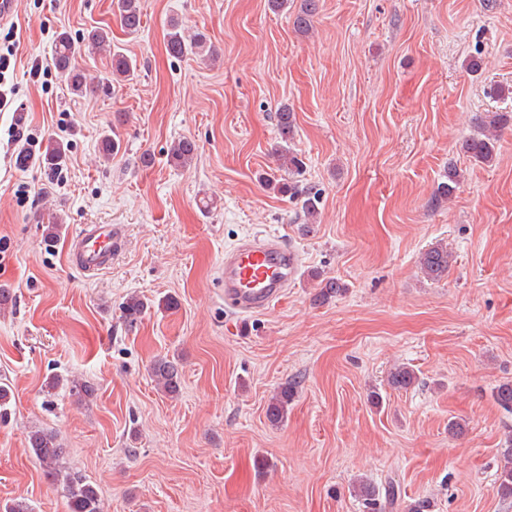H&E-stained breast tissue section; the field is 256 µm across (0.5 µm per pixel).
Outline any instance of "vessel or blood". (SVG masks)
<instances>
[{
    "label": "vessel or blood",
    "mask_w": 512,
    "mask_h": 512,
    "mask_svg": "<svg viewBox=\"0 0 512 512\" xmlns=\"http://www.w3.org/2000/svg\"><path fill=\"white\" fill-rule=\"evenodd\" d=\"M117 231L90 224L73 240L71 255L88 274L112 264ZM300 269L298 253L276 233L258 234L224 254V302L241 315L265 312L280 301Z\"/></svg>",
    "instance_id": "vessel-or-blood-1"
}]
</instances>
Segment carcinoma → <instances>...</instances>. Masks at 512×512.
<instances>
[{"label": "carcinoma", "mask_w": 512, "mask_h": 512, "mask_svg": "<svg viewBox=\"0 0 512 512\" xmlns=\"http://www.w3.org/2000/svg\"><path fill=\"white\" fill-rule=\"evenodd\" d=\"M120 25L129 34L140 31L142 10L140 0H115ZM318 9V0H303L301 12L295 17L296 28L306 33L312 28L313 17ZM87 46L92 51L109 56L112 76L117 81L132 78L135 65L132 60L118 50H112V37L104 28L90 30L83 40L77 42L66 32L58 35L53 51V62L59 72L68 80L73 94L80 96L85 93L87 84L84 72L78 69L75 58L81 47ZM165 48L174 58H182L188 54L202 55L207 50L204 35L198 33L188 39L176 23L169 25L166 33ZM277 128L280 139L286 143L292 138L295 128V116L287 106H282L276 112ZM512 122L509 112H486L479 116L477 127L473 134L463 140L461 152L473 161L490 164L496 157L497 132ZM198 145L190 138H183L173 144L170 149V160L176 165L187 166L197 156ZM282 168L288 172L289 178L270 176L264 179L265 185L281 196H286L301 205V210L307 218L316 214L319 196L310 190L300 188L298 177L301 175V160L287 146L280 150ZM65 157L63 144L54 141L50 143L44 154V162L49 166H58ZM446 181L437 188L436 200L447 199L455 192L460 182V172L454 166L448 167ZM454 256L448 247L437 243L423 250L418 258V264L425 277L438 280L450 270ZM344 290L335 278H323L319 283V291L315 301L325 303ZM145 309V303L138 296H130L122 306L124 319L133 324L139 320ZM161 390L168 395L180 392L182 370L177 363L170 360H159L152 368ZM418 382L415 371L409 366H398L389 375L390 387L407 390ZM12 388L8 380L0 381V423L6 424L11 419ZM295 396V386L291 383L281 385L268 403L266 417L273 425H279L288 416V406ZM494 399L504 410L512 413V383L505 382L495 388ZM28 448L45 475L56 485L61 486L65 493L67 512H102L101 499L97 487L86 476L74 472L66 465V449L58 442L57 435L44 429L29 431ZM503 466L498 474V491L504 497H512V435L505 441L501 449ZM399 495L398 486L389 484L385 489V499H380V492L374 485L363 481L356 489V496L361 500L366 512H385L387 506L394 504Z\"/></svg>", "instance_id": "1"}]
</instances>
